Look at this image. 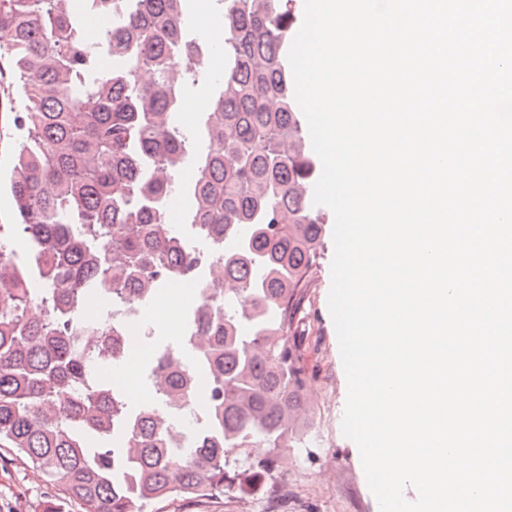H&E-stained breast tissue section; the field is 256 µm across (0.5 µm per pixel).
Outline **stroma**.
<instances>
[{
  "instance_id": "obj_1",
  "label": "stroma",
  "mask_w": 512,
  "mask_h": 512,
  "mask_svg": "<svg viewBox=\"0 0 512 512\" xmlns=\"http://www.w3.org/2000/svg\"><path fill=\"white\" fill-rule=\"evenodd\" d=\"M333 252L332 238L324 237L319 265L289 338L305 371L311 426L296 447L279 455V473L262 485L255 498L256 512H379L358 448L340 429L347 380L328 308ZM153 327L157 341L138 343L121 377L122 389H138L145 404L156 400L146 368L157 342L180 341L176 313ZM230 500L227 494L169 497L150 502L145 512H231ZM0 512H81V506L65 496L60 482L35 470L11 449L0 448Z\"/></svg>"
}]
</instances>
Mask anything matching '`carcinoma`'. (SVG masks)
Listing matches in <instances>:
<instances>
[{"label":"carcinoma","mask_w":512,"mask_h":512,"mask_svg":"<svg viewBox=\"0 0 512 512\" xmlns=\"http://www.w3.org/2000/svg\"><path fill=\"white\" fill-rule=\"evenodd\" d=\"M295 0H217L224 79L203 113V151L177 122L183 87L207 76L187 0H117L93 44L84 19L109 0H0L17 136L0 224V448L58 480L82 512H144L271 480L307 423L290 344L319 264L317 161L295 100ZM112 68L102 69L103 54ZM149 73L152 80L142 81ZM195 160L196 184L177 168ZM184 193V227L163 198ZM203 276L180 347L155 352L157 402L129 405L110 369L127 315L182 276ZM232 281L234 288L224 287ZM194 446L175 448L196 393ZM267 448L246 472L234 451Z\"/></svg>","instance_id":"obj_1"}]
</instances>
